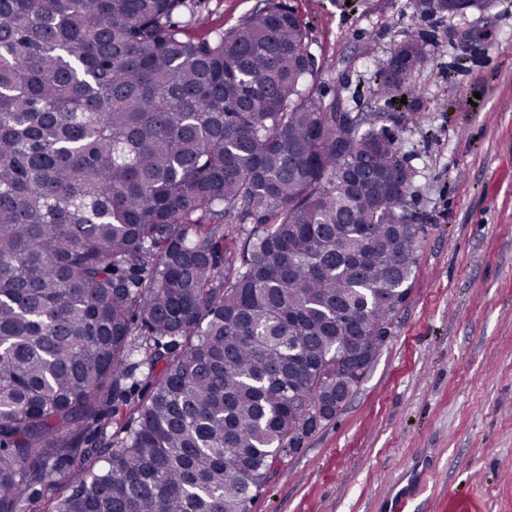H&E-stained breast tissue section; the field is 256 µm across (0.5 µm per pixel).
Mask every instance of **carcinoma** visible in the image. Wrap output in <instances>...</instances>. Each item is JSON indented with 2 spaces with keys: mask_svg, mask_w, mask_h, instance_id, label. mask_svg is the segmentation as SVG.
<instances>
[{
  "mask_svg": "<svg viewBox=\"0 0 512 512\" xmlns=\"http://www.w3.org/2000/svg\"><path fill=\"white\" fill-rule=\"evenodd\" d=\"M182 3L0 0V512H248L413 283L428 217L378 123L427 42L346 125L292 9L193 41ZM236 224H226V237H224V261L238 262L241 257L243 242L246 233H248L256 225V217L254 215L241 216L240 221H233ZM228 226L230 231L228 232ZM232 227V229H231Z\"/></svg>",
  "mask_w": 512,
  "mask_h": 512,
  "instance_id": "1",
  "label": "carcinoma"
}]
</instances>
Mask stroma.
Returning a JSON list of instances; mask_svg holds the SVG:
<instances>
[{"mask_svg": "<svg viewBox=\"0 0 512 512\" xmlns=\"http://www.w3.org/2000/svg\"><path fill=\"white\" fill-rule=\"evenodd\" d=\"M307 28L316 97L366 112L367 75L423 37L422 95L383 112L418 172L429 218L412 289L366 379L332 420L277 463L249 512H379L433 468L405 512H512V0L417 16L415 0H280ZM265 0H184L175 21L211 39ZM423 465L417 467L415 470V474L411 480L410 488L406 489L404 492L394 493V490H391L387 496H385L382 500V508L384 510H388L385 512H400L403 510L404 500L411 494L414 488L420 483L422 479Z\"/></svg>", "mask_w": 512, "mask_h": 512, "instance_id": "stroma-1", "label": "stroma"}]
</instances>
